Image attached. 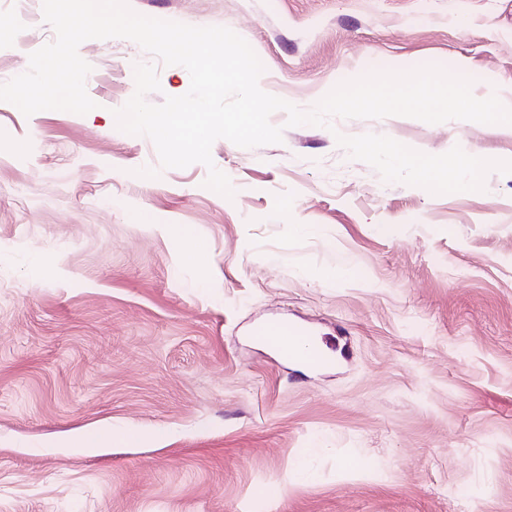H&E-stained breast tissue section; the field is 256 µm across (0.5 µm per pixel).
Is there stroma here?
<instances>
[{
    "instance_id": "35a3bbf8",
    "label": "stroma",
    "mask_w": 512,
    "mask_h": 512,
    "mask_svg": "<svg viewBox=\"0 0 512 512\" xmlns=\"http://www.w3.org/2000/svg\"><path fill=\"white\" fill-rule=\"evenodd\" d=\"M128 2L231 29L298 106L424 65L512 94V0ZM42 4L0 0V84L54 40ZM78 52L97 112L0 102V512H512V174L435 195L335 139L512 161V125L277 111L282 143H213L228 199L118 130L136 42ZM267 321L304 324L330 362L257 341Z\"/></svg>"
}]
</instances>
